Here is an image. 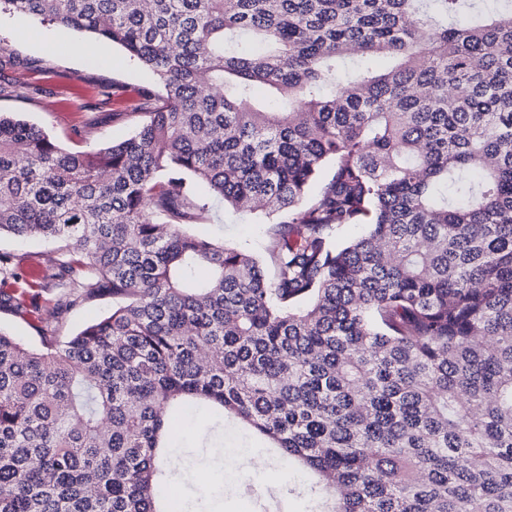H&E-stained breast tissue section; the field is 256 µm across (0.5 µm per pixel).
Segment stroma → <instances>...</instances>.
I'll list each match as a JSON object with an SVG mask.
<instances>
[{
	"label": "stroma",
	"mask_w": 512,
	"mask_h": 512,
	"mask_svg": "<svg viewBox=\"0 0 512 512\" xmlns=\"http://www.w3.org/2000/svg\"><path fill=\"white\" fill-rule=\"evenodd\" d=\"M51 68L50 78L20 81L16 60ZM112 88L115 101L97 97ZM159 90L156 77L130 60L123 50L95 35L25 15L0 14V112H14L47 132L64 148L85 151L133 135L135 126L124 112L122 98L150 109ZM271 215L262 210L238 212L217 204L209 219L193 224V234L248 249L257 259L266 256V230ZM0 249L14 253L16 274L0 277V292L21 288L31 273L55 260L52 245L19 239L0 240ZM183 429L174 462L181 479L179 498L196 512H263L269 495H276L280 512H304V499L288 494L286 482L308 481L305 471L285 473L259 435L243 431L232 419L215 428V418L193 411L178 416ZM221 477L223 495L208 490L205 479Z\"/></svg>",
	"instance_id": "1"
}]
</instances>
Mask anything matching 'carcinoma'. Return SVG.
<instances>
[{"instance_id":"carcinoma-1","label":"carcinoma","mask_w":512,"mask_h":512,"mask_svg":"<svg viewBox=\"0 0 512 512\" xmlns=\"http://www.w3.org/2000/svg\"><path fill=\"white\" fill-rule=\"evenodd\" d=\"M482 5L0 0L161 86L87 151L0 113V237L54 245L53 318L112 298L64 341L0 328V512H173V408L311 471L307 512H512V0ZM212 199L278 215L273 276L189 231Z\"/></svg>"}]
</instances>
